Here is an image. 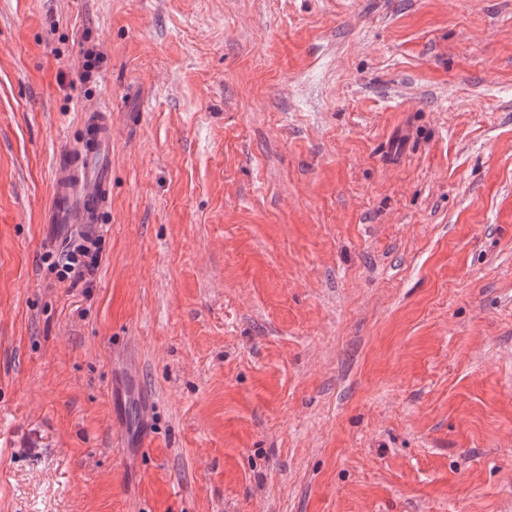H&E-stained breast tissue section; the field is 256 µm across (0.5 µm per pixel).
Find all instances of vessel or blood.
I'll return each instance as SVG.
<instances>
[{
	"label": "vessel or blood",
	"mask_w": 512,
	"mask_h": 512,
	"mask_svg": "<svg viewBox=\"0 0 512 512\" xmlns=\"http://www.w3.org/2000/svg\"><path fill=\"white\" fill-rule=\"evenodd\" d=\"M85 141L79 154L62 153L55 164L44 224H78L91 229L112 184V121L103 112L90 113L84 123Z\"/></svg>",
	"instance_id": "vessel-or-blood-1"
}]
</instances>
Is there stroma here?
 I'll use <instances>...</instances> for the list:
<instances>
[{
	"instance_id": "1",
	"label": "stroma",
	"mask_w": 512,
	"mask_h": 512,
	"mask_svg": "<svg viewBox=\"0 0 512 512\" xmlns=\"http://www.w3.org/2000/svg\"><path fill=\"white\" fill-rule=\"evenodd\" d=\"M0 512H512V0H0ZM84 122L85 141L74 156L62 153L55 164L50 201L42 224H78L93 230L112 184V120L103 111H92ZM97 112V113H94ZM102 245V236L84 233L61 254L46 251L43 261L52 271H57L61 281H82L86 274L93 273L98 267L102 258Z\"/></svg>"
}]
</instances>
